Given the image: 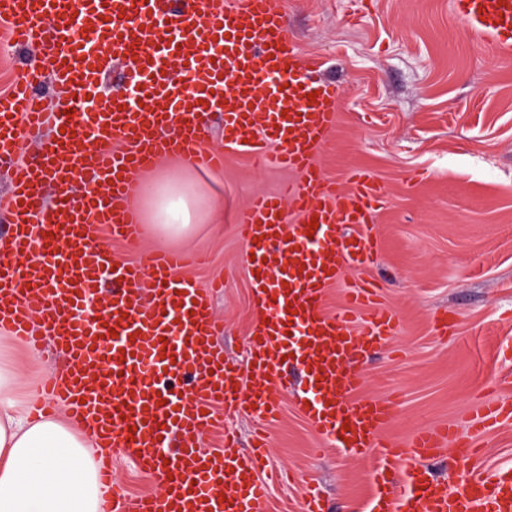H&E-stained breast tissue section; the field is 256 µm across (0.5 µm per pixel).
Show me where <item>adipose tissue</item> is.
I'll list each match as a JSON object with an SVG mask.
<instances>
[{
	"label": "adipose tissue",
	"instance_id": "ef3b65f1",
	"mask_svg": "<svg viewBox=\"0 0 512 512\" xmlns=\"http://www.w3.org/2000/svg\"><path fill=\"white\" fill-rule=\"evenodd\" d=\"M192 157L165 156L142 176L135 205L153 243L168 246L210 223L218 206L201 189ZM16 370L0 364V512H101L96 447L82 423L45 416L15 396Z\"/></svg>",
	"mask_w": 512,
	"mask_h": 512
}]
</instances>
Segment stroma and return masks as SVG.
I'll list each match as a JSON object with an SVG mask.
<instances>
[{"mask_svg":"<svg viewBox=\"0 0 512 512\" xmlns=\"http://www.w3.org/2000/svg\"><path fill=\"white\" fill-rule=\"evenodd\" d=\"M284 11L289 37L339 89L338 123L318 163L341 183L372 171L386 192L366 275L382 282L402 330L366 359L360 393L392 398L391 442L446 423L467 436L484 403L512 402V56L473 39L449 0H284ZM297 179L228 152L222 170L199 178L223 211L179 247L202 257L189 275L210 289L219 343L243 371L256 309L233 215ZM446 311L455 330L442 336L432 318ZM0 359L15 365L23 401L64 367L52 350L36 355L1 337ZM281 402L268 462L295 479L271 486L270 512H298L311 486L331 512H362L372 460L313 455L314 427L293 396ZM471 465L512 468V418L481 436Z\"/></svg>","mask_w":512,"mask_h":512,"instance_id":"1","label":"stroma"}]
</instances>
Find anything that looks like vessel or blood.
<instances>
[{"mask_svg":"<svg viewBox=\"0 0 512 512\" xmlns=\"http://www.w3.org/2000/svg\"><path fill=\"white\" fill-rule=\"evenodd\" d=\"M451 8L474 37L512 54V0H451ZM0 36L45 46L53 67L48 78L29 67L0 93V167L10 184L0 194L9 217L0 335L35 351L53 336L64 372L44 383L36 409L66 404L99 447L122 450L159 487L126 498L103 458L104 512H267L265 437L247 454L234 441L207 448L202 439L227 407L264 426L278 421L288 354L303 367L307 384L293 397L321 451L375 458L368 512H512L511 472L472 469L449 491L424 465L446 447L449 428L393 447L384 434L392 401L357 394L365 355L389 346L401 320L366 278L348 288L341 313L324 305L345 271L372 264L384 189L370 171L341 184L317 163L339 91L289 41L283 0H189L184 10L171 0H0ZM110 47L121 53L124 93L76 111L109 71ZM47 82L65 95V110L43 104ZM217 112L227 148L300 176L287 197L259 198L238 220L261 311L244 371L217 347L210 295L186 275V255L159 248L118 262L109 246L142 233L137 174L158 157L223 167V153L206 147ZM44 131L52 140L20 160L26 137ZM48 179L58 188L52 209L42 194Z\"/></svg>","mask_w":512,"mask_h":512,"instance_id":"obj_1","label":"vessel or blood"}]
</instances>
